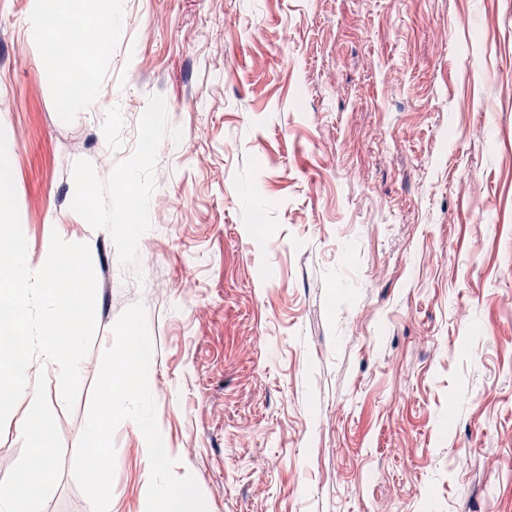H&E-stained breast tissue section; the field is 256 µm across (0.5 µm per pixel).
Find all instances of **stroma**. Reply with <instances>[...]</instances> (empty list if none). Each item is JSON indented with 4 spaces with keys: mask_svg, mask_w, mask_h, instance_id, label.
<instances>
[{
    "mask_svg": "<svg viewBox=\"0 0 512 512\" xmlns=\"http://www.w3.org/2000/svg\"><path fill=\"white\" fill-rule=\"evenodd\" d=\"M31 10L0 0L20 221L33 264L56 233L97 280L74 410L45 369L65 461L140 302L164 446L208 512H512V0H121L62 73ZM143 113L178 143L141 155ZM114 444L111 512H146L136 423ZM42 512H92L70 469ZM97 3L98 12L101 15L100 21V35L98 40V47L103 48L112 37V27L116 24L119 13L116 8V2L112 0H95Z\"/></svg>",
    "mask_w": 512,
    "mask_h": 512,
    "instance_id": "1",
    "label": "stroma"
}]
</instances>
